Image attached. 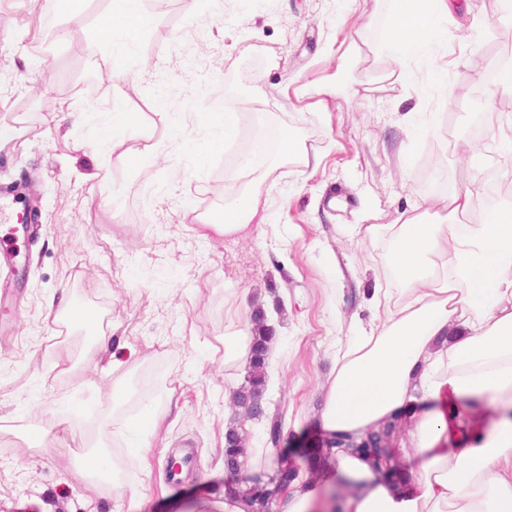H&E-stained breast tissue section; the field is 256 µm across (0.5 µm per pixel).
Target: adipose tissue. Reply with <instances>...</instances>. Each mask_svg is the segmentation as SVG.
Masks as SVG:
<instances>
[{
    "mask_svg": "<svg viewBox=\"0 0 512 512\" xmlns=\"http://www.w3.org/2000/svg\"><path fill=\"white\" fill-rule=\"evenodd\" d=\"M451 0H393L387 47L400 80L416 56L447 35ZM259 189L225 197L212 224L233 236L265 221ZM451 223L401 214L367 227L386 239L393 288L375 289V319L336 351L319 424L360 432L415 407L398 442L409 480L393 485L357 455L340 452L319 478L300 471L282 512H328V489L346 490L344 512H512V205L482 210L471 189L436 204ZM475 215V223L464 218Z\"/></svg>",
    "mask_w": 512,
    "mask_h": 512,
    "instance_id": "1",
    "label": "adipose tissue"
}]
</instances>
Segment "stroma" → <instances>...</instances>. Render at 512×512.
<instances>
[{
  "instance_id": "35a3bbf8",
  "label": "stroma",
  "mask_w": 512,
  "mask_h": 512,
  "mask_svg": "<svg viewBox=\"0 0 512 512\" xmlns=\"http://www.w3.org/2000/svg\"><path fill=\"white\" fill-rule=\"evenodd\" d=\"M43 2L0 0V127L10 131L0 140V184L26 192L38 210L31 239L0 223V241L21 254L15 268L0 266V422L16 429L0 434V512H127V497L73 479L59 450L74 447L78 421L95 431L122 426L171 386L184 409L161 429L165 447L116 443L110 453L132 468L138 512H219L226 427L247 441L240 494L249 476L274 473L272 420L285 446L320 443L334 341L372 319L374 289L394 285L388 244L365 238V227L422 213L460 187L483 197L490 183L512 182V159L484 124L491 109L511 120L512 97L483 79L512 63V26L498 23V0H468L437 49L448 75L436 86L427 58L407 62V82L389 78L391 0H364L363 30L347 0H141L151 24L117 77L106 68L114 45L98 36L110 0H68L49 16ZM351 42L348 91L318 103L317 87ZM303 84L309 93L296 97ZM90 94L125 97L141 123L105 150L98 133L111 113L55 128ZM158 99L182 114L203 164L179 152L155 113ZM230 103L239 137L210 152L196 115ZM414 112L425 127L418 136L407 131ZM283 129L305 141L308 159L282 161L272 147L262 156L256 173L274 170L262 184L266 223L198 237L201 219L218 221L225 194L245 188L239 157L248 143L262 134L272 144ZM462 137L482 145L479 160L458 153ZM148 147L154 158L144 167L124 163ZM64 289L91 312H108V335L130 356L126 380L137 395L123 408L112 403L108 355L90 345L94 324L72 326V367L55 366L47 301ZM242 298L266 300L264 322L275 332L265 413L254 420L231 402L245 368L224 364L227 309ZM172 456L191 461L177 484L167 473Z\"/></svg>"
}]
</instances>
